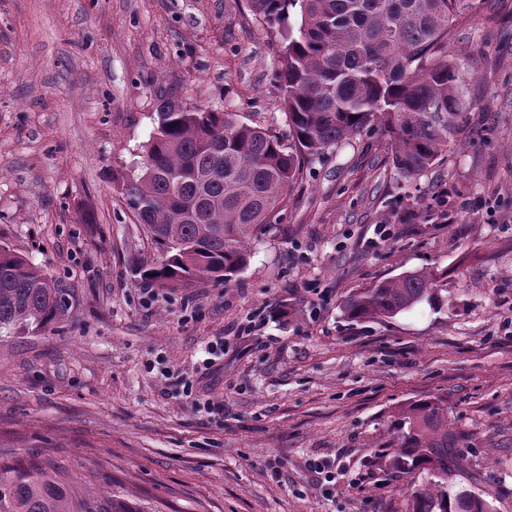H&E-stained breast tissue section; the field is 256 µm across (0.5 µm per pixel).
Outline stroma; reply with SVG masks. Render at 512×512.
I'll use <instances>...</instances> for the list:
<instances>
[{
	"mask_svg": "<svg viewBox=\"0 0 512 512\" xmlns=\"http://www.w3.org/2000/svg\"><path fill=\"white\" fill-rule=\"evenodd\" d=\"M278 54L246 0H0V244L73 292L0 337V457L96 469L141 512H408L378 455L440 399L463 435L450 486L512 512V0H479L448 43L476 98L466 147L407 181L365 130L289 188L230 281L141 282L156 252L121 182L159 95L286 131ZM421 267L444 274L435 299L344 318Z\"/></svg>",
	"mask_w": 512,
	"mask_h": 512,
	"instance_id": "35a3bbf8",
	"label": "stroma"
}]
</instances>
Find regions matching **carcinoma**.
I'll return each instance as SVG.
<instances>
[{
    "instance_id": "obj_1",
    "label": "carcinoma",
    "mask_w": 512,
    "mask_h": 512,
    "mask_svg": "<svg viewBox=\"0 0 512 512\" xmlns=\"http://www.w3.org/2000/svg\"><path fill=\"white\" fill-rule=\"evenodd\" d=\"M254 20L282 38L278 78L288 131L232 112L160 96L151 163L122 183L138 224L155 229L158 257L133 273L157 288L227 281L247 264L254 228L271 223L291 185L326 150L376 126L393 169L417 179L466 143L473 94L448 62L455 23L473 0H247ZM297 10L300 23H290ZM436 272H404L342 303L351 321L392 318L431 296ZM71 290L0 246V333L33 332L65 316ZM461 436L444 402L403 411L397 473H427L409 512H491L487 500L448 489L462 467ZM0 512H140L120 494L74 477L49 459H0Z\"/></svg>"
}]
</instances>
